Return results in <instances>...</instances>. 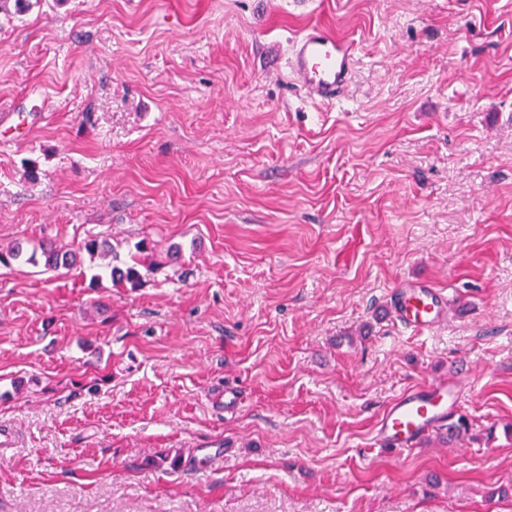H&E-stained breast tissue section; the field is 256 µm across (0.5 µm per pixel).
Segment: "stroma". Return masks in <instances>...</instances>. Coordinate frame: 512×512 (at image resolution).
Instances as JSON below:
<instances>
[{"label":"stroma","instance_id":"35a3bbf8","mask_svg":"<svg viewBox=\"0 0 512 512\" xmlns=\"http://www.w3.org/2000/svg\"><path fill=\"white\" fill-rule=\"evenodd\" d=\"M314 23L357 45L332 106L288 76ZM9 102L0 249L157 269L0 267V512H512V0H39L0 10ZM440 378L473 439L377 446ZM85 252L90 258L98 253L113 252L109 249L105 241H99L97 238L85 240L75 250H62L56 247H43L41 256L44 257V266L48 270L58 269L59 267H73L80 263L79 255ZM147 250L146 246H137V254L130 256V261L126 262L124 267L112 265L110 268V276L112 281L120 286H128L130 288H138L144 279L142 268L146 271L149 270V266L145 267L141 260L140 254ZM390 303L394 321L412 334H432L448 318V296L428 285L398 288Z\"/></svg>","mask_w":512,"mask_h":512}]
</instances>
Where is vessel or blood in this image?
<instances>
[{"label": "vessel or blood", "instance_id": "1", "mask_svg": "<svg viewBox=\"0 0 512 512\" xmlns=\"http://www.w3.org/2000/svg\"><path fill=\"white\" fill-rule=\"evenodd\" d=\"M356 63L351 41L329 34L318 24L292 43L288 68L310 97L332 105L343 95ZM391 316L398 326L416 335L436 332L448 317V297L424 285L398 288L391 298ZM463 386L435 380L404 392L382 413L374 438L386 448H410L446 423L463 399Z\"/></svg>", "mask_w": 512, "mask_h": 512}]
</instances>
